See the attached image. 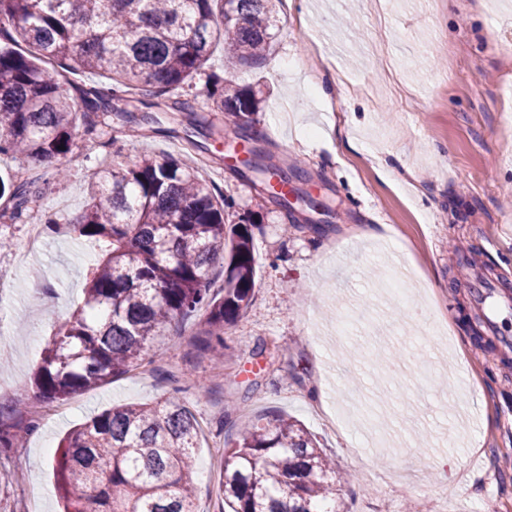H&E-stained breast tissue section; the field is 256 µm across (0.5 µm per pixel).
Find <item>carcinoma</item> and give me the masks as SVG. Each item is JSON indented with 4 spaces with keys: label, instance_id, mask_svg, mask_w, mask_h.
<instances>
[{
    "label": "carcinoma",
    "instance_id": "obj_1",
    "mask_svg": "<svg viewBox=\"0 0 512 512\" xmlns=\"http://www.w3.org/2000/svg\"><path fill=\"white\" fill-rule=\"evenodd\" d=\"M277 28L275 0H0V155L20 165L73 150L77 121L136 101L147 109L225 112L247 131L261 99L217 74L203 96L191 82L223 43L241 65L258 63ZM84 73L109 84L79 86ZM38 181H0L20 219ZM198 168L177 158L115 157L93 173L88 204L72 231L108 242L89 272L83 304L43 349L34 396L64 401L126 373L174 321L204 317L216 362L224 329L251 303L252 232L225 222ZM225 260L224 283L209 273ZM16 405L0 402V446L11 448ZM195 415L173 396L92 417L59 442L53 460L64 512H196L190 486L198 448ZM218 495L228 512H341L336 463L295 420H257L224 449Z\"/></svg>",
    "mask_w": 512,
    "mask_h": 512
}]
</instances>
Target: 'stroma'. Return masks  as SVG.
<instances>
[{"mask_svg": "<svg viewBox=\"0 0 512 512\" xmlns=\"http://www.w3.org/2000/svg\"><path fill=\"white\" fill-rule=\"evenodd\" d=\"M268 54L235 65L215 46L207 71L260 91L252 142L284 168L283 208L244 165L202 176L250 219L252 304L224 333L215 374L199 323H172L148 363L99 388L30 404L35 428L0 448V512H58L53 458L61 438L114 405L178 396L199 424L207 475L191 473L197 512H220L227 442L258 418L298 420L336 460L345 512H512V315L485 331L489 291L512 299V0H293L279 4ZM334 87L331 104L313 92ZM129 142L122 113L76 148L30 165L33 213L57 231L18 262L0 251V401L31 394L55 330L83 301L93 248L70 226L109 153L190 158L225 153L238 127L150 109ZM349 119L363 149H336ZM66 178H58V170ZM359 224L390 226L360 241ZM265 353L253 355L255 346ZM323 390V399L313 398Z\"/></svg>", "mask_w": 512, "mask_h": 512, "instance_id": "1", "label": "stroma"}]
</instances>
